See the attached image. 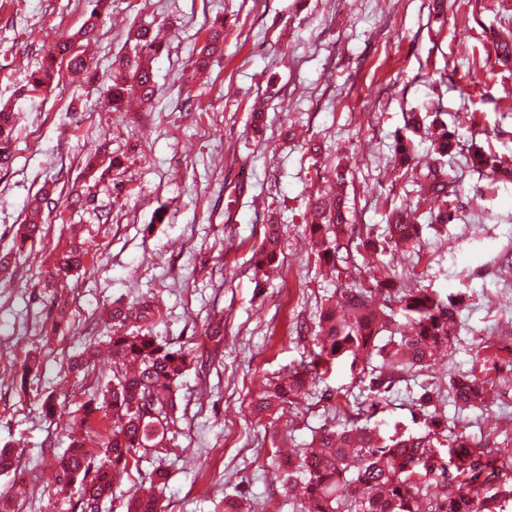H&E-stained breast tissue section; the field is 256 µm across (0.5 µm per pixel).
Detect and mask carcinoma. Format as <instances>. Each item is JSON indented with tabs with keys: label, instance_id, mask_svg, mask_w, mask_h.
Returning a JSON list of instances; mask_svg holds the SVG:
<instances>
[{
	"label": "carcinoma",
	"instance_id": "obj_1",
	"mask_svg": "<svg viewBox=\"0 0 512 512\" xmlns=\"http://www.w3.org/2000/svg\"><path fill=\"white\" fill-rule=\"evenodd\" d=\"M107 0H88L90 11L82 26L50 46L37 69L31 72L27 91L39 93L51 88L58 75V63L65 60L74 72L88 70L87 60L76 51L80 42L96 35L98 20ZM130 53L123 55L109 82L98 89L104 106L120 112L132 101L146 105L156 95L151 61L163 50L162 41L150 26L129 29ZM15 116L11 107H0V164L11 156ZM436 153L444 157L453 150V133L447 126H434ZM394 161L406 170L418 166L411 140L397 142ZM346 174L336 170V191H318L311 195L305 224L309 246L322 265L336 277H353L364 266V253L385 251L390 247L420 241V225L413 211L392 212L383 233L356 227L348 222L344 196ZM417 193L448 204L456 193L454 181L434 163L414 173ZM53 199L42 189L27 203L26 216L16 230L15 240L24 244L43 232L45 209ZM281 233L275 219H269L257 258L256 271H262L279 259ZM86 254L82 245L73 243L58 254L55 273L67 274L79 267ZM368 288L344 292L347 314L327 299L318 311L314 360L302 364L267 384L257 414H270L281 405L301 404L311 396L309 367L328 366L342 357L377 356L380 364L369 372L368 391L379 396L408 376L426 371L438 352L450 351L456 336L458 305L462 295L446 298L427 288H399L390 277H373ZM378 294L400 307L411 323L408 336H389V306L373 307ZM112 319L108 344L115 358L112 383L98 399L92 394L82 404V415L75 423L88 433H98V416L108 420L100 435L99 458L87 456L82 442L72 441L58 458L61 480L77 484L74 512H101L112 499V482L141 461L139 453L148 448H164L167 432L175 423L176 394L188 367L199 363L183 347L160 339L149 325L147 306L117 308ZM136 329L125 330L128 322ZM384 340L381 345L378 340ZM421 394L414 399L423 428L413 432L400 425L389 430L380 424L351 421L323 425L313 431L306 448L286 455H275L282 462L279 482L297 512H505L512 502V464L504 451L474 442L443 425L429 410L441 388L427 382L419 385ZM446 392L461 409L483 408L493 396L490 382L476 375L451 377ZM447 449V453L439 449ZM166 473L154 471L149 486L135 490L123 504L125 512H165L156 494Z\"/></svg>",
	"mask_w": 512,
	"mask_h": 512
}]
</instances>
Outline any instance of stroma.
I'll return each mask as SVG.
<instances>
[{"label": "stroma", "instance_id": "stroma-1", "mask_svg": "<svg viewBox=\"0 0 512 512\" xmlns=\"http://www.w3.org/2000/svg\"><path fill=\"white\" fill-rule=\"evenodd\" d=\"M86 13L85 0H0V104L17 124L11 162L0 166V256L12 261L0 277V448L15 451L0 471V501L11 512H72L55 457L81 405L111 380L112 359L82 372L69 359L100 345L111 310L146 302L158 336L213 357L182 380L170 453L147 451L119 477L112 512L158 467L168 473V512H224L225 496L237 494L259 512H292L270 465L281 441L306 447L335 420L340 394L357 397L362 420L412 427L419 391L417 381L401 383L371 406L365 358L346 357L316 377L313 403L271 419L253 411L269 379L308 360L306 329L323 299L353 283L331 277L305 236L307 202L332 186L336 165L347 168L355 224L382 232L388 212L408 204L423 226L416 248L370 257L358 282L377 267L402 287L466 298L452 353L437 357L430 382L481 371L480 337L512 336V181L471 161L480 148L512 166V58L497 49L512 41V0H445L439 11L433 0H108L87 51L93 82L64 66L52 91L18 97L44 47ZM141 23L168 30L152 63V106L104 111L97 85ZM215 24L224 48L197 69ZM409 112L437 115L454 134L444 164L457 193L441 231L430 226L435 202L392 167ZM45 185L54 205L43 237L17 250L24 207ZM272 215L280 263L258 279L254 254ZM74 241L87 252L82 267L52 279ZM217 325L216 342L207 334ZM30 358L39 368L16 386ZM491 378L499 394L486 408L462 411L445 396L436 414L512 449V371ZM48 398L57 405L50 418Z\"/></svg>", "mask_w": 512, "mask_h": 512}]
</instances>
